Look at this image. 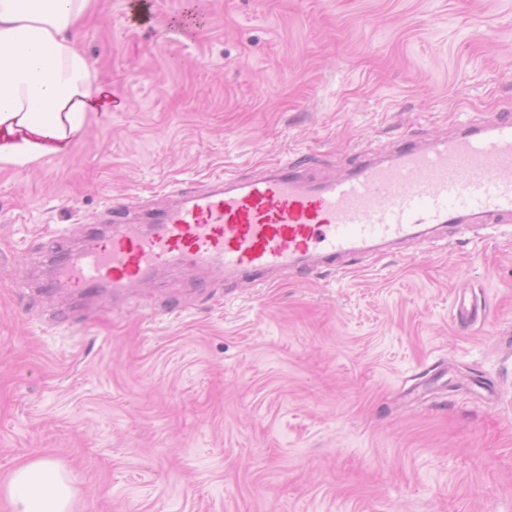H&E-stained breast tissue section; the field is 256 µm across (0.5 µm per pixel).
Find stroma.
I'll use <instances>...</instances> for the list:
<instances>
[{"instance_id":"1","label":"stroma","mask_w":512,"mask_h":512,"mask_svg":"<svg viewBox=\"0 0 512 512\" xmlns=\"http://www.w3.org/2000/svg\"><path fill=\"white\" fill-rule=\"evenodd\" d=\"M150 12L93 0L78 46L111 112L0 165V512L37 458L71 478L72 512H512V221L271 286L201 294L170 270L124 312L45 294L41 251L59 231L74 251L116 199L162 208L293 156L325 178L512 113V0ZM461 293L482 320L456 318Z\"/></svg>"}]
</instances>
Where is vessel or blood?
I'll return each instance as SVG.
<instances>
[{
	"label": "vessel or blood",
	"mask_w": 512,
	"mask_h": 512,
	"mask_svg": "<svg viewBox=\"0 0 512 512\" xmlns=\"http://www.w3.org/2000/svg\"><path fill=\"white\" fill-rule=\"evenodd\" d=\"M512 218V114L472 119L455 135L401 139L386 158L327 180L283 161L253 177H218L179 204L113 203L107 226L89 225L79 249L53 262V286L102 291L125 307L161 267L220 269L267 283L273 273L342 270L375 247L421 237L426 226Z\"/></svg>",
	"instance_id": "obj_1"
}]
</instances>
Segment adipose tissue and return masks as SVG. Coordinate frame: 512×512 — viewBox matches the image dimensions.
Instances as JSON below:
<instances>
[{
  "label": "adipose tissue",
  "instance_id": "adipose-tissue-1",
  "mask_svg": "<svg viewBox=\"0 0 512 512\" xmlns=\"http://www.w3.org/2000/svg\"><path fill=\"white\" fill-rule=\"evenodd\" d=\"M90 0H0V163L25 165L65 151L89 114L108 111L73 31ZM6 493L12 512H71V479L56 464L19 465Z\"/></svg>",
  "mask_w": 512,
  "mask_h": 512
}]
</instances>
